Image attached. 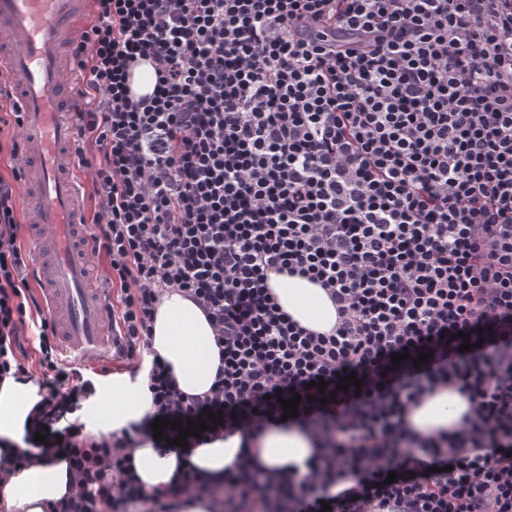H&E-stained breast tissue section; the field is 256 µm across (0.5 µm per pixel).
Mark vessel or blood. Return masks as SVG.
Listing matches in <instances>:
<instances>
[{
    "instance_id": "obj_1",
    "label": "vessel or blood",
    "mask_w": 512,
    "mask_h": 512,
    "mask_svg": "<svg viewBox=\"0 0 512 512\" xmlns=\"http://www.w3.org/2000/svg\"><path fill=\"white\" fill-rule=\"evenodd\" d=\"M92 12L91 0H0V70L14 85L21 113L18 139L35 166L23 172L26 238L35 253L33 279L43 294L62 354L82 365L95 360L100 377L112 374L119 349L109 337L110 301L88 285L91 236L74 242L83 186L64 174L76 136L72 114L56 90L65 76L66 51Z\"/></svg>"
}]
</instances>
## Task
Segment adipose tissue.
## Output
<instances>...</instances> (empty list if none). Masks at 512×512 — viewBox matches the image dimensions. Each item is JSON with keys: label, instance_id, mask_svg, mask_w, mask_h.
Here are the masks:
<instances>
[{"label": "adipose tissue", "instance_id": "obj_1", "mask_svg": "<svg viewBox=\"0 0 512 512\" xmlns=\"http://www.w3.org/2000/svg\"><path fill=\"white\" fill-rule=\"evenodd\" d=\"M269 286L282 309L302 326L327 333L335 325L336 308L320 286L301 277L276 274L270 275ZM151 349L168 364L180 391L201 395L210 390L219 350L208 319L192 300L178 292L162 293L153 320ZM38 399V389L32 384H19L10 378L0 382L1 439L20 441L25 419ZM150 405L145 382L121 379L113 381L112 392L104 398L100 412L117 430L139 419ZM467 410L468 403L460 394L441 390L413 410L410 424L421 433L449 430L457 426ZM240 445V436L234 435L195 449L191 460L197 468L220 475L232 465ZM256 451L259 465L265 468H300L313 453L314 443L296 428L271 429L258 439ZM133 463L146 488L164 489L174 481L175 455L159 454L151 443L134 449ZM68 490L66 462L32 461L9 476L0 504L4 512H50L51 503Z\"/></svg>", "mask_w": 512, "mask_h": 512}]
</instances>
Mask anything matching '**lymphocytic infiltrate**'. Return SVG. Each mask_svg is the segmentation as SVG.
<instances>
[{
    "label": "lymphocytic infiltrate",
    "instance_id": "1",
    "mask_svg": "<svg viewBox=\"0 0 512 512\" xmlns=\"http://www.w3.org/2000/svg\"><path fill=\"white\" fill-rule=\"evenodd\" d=\"M73 56L123 354L150 353L170 289L205 313L220 365L188 396L151 360L150 410L98 439L74 418L95 385L41 318L40 399L0 457V495L38 456L76 486L54 512H512V0H94ZM143 62L156 84L136 98ZM18 228L1 179L0 380L25 384L37 301ZM273 273L324 289L331 332L282 310ZM351 374L361 387L338 390ZM443 388L469 403L459 426L413 431L410 410ZM293 398L319 446L304 475L263 473L248 439ZM218 411L182 447L163 428L181 482L145 489L130 451L154 420ZM235 433L223 480L192 464Z\"/></svg>",
    "mask_w": 512,
    "mask_h": 512
}]
</instances>
